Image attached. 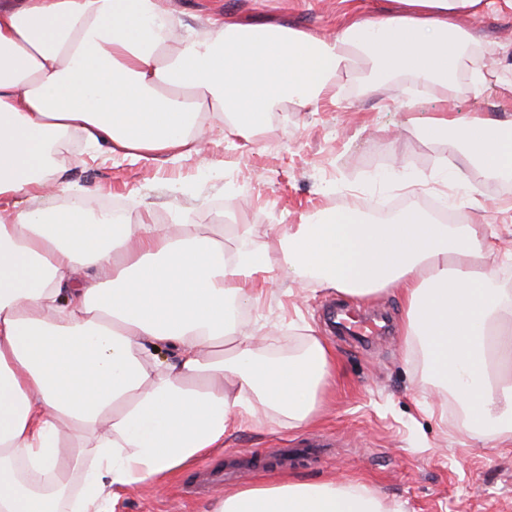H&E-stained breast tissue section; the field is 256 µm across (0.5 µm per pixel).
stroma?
I'll list each match as a JSON object with an SVG mask.
<instances>
[{
  "instance_id": "1",
  "label": "stroma",
  "mask_w": 512,
  "mask_h": 512,
  "mask_svg": "<svg viewBox=\"0 0 512 512\" xmlns=\"http://www.w3.org/2000/svg\"><path fill=\"white\" fill-rule=\"evenodd\" d=\"M166 6L187 32L205 33L210 18L221 16L329 35L339 33L351 13L382 14L390 0H166ZM463 23L474 36V52L458 71L459 91L444 104L511 119L512 8L503 0H481ZM484 64L493 78L477 94L469 86L470 69ZM410 82L404 73L369 92L362 73L350 69L338 78L335 104L308 112L284 105L252 141L228 131L212 137L204 156L175 165L77 162L69 154L59 162L73 187L90 192L92 208L111 201L135 216L146 207L154 223L196 224L206 236L215 224L244 226L254 246L274 255L273 225L296 224L307 214L353 207L368 220L407 206L430 217L438 213L430 196L401 193L403 182L422 183L448 154L447 143L415 130L443 103L423 87L402 95L401 86ZM441 192L461 223L478 225L493 242L499 280L512 289V176L489 179L473 169L463 186ZM291 284L278 276L244 318L263 327L269 348L279 353L295 349L303 328L313 327L338 361L330 399L314 425L242 428L225 438L222 451L204 456V463L222 466L231 454L265 457L284 444L326 434L336 438L335 447L324 458L297 460L292 475L309 482L335 475L360 481L387 512H512V443L470 438L455 400L436 398L420 354L405 346L398 294L360 300L309 289L299 299L291 295ZM335 305L361 317L386 315L390 331L371 346H357L331 326L327 312ZM194 474L184 470L161 492L124 493L114 512H205L214 494H193Z\"/></svg>"
}]
</instances>
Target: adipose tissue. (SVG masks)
I'll use <instances>...</instances> for the list:
<instances>
[{"mask_svg":"<svg viewBox=\"0 0 512 512\" xmlns=\"http://www.w3.org/2000/svg\"><path fill=\"white\" fill-rule=\"evenodd\" d=\"M165 0H16L0 7V512H101L161 487L233 430L310 426L336 377L313 332L293 351L255 346L236 313L275 272L351 296L393 291L405 340L476 438L512 440V289L471 224L409 209L368 224L352 208L280 224L277 258L249 230L228 250L193 224L114 223L76 204L27 208L73 140L109 159L200 155L209 125L252 137L283 102L335 103L365 62L367 89L401 73L450 92L479 0H398L335 36L214 19L178 32ZM418 133L446 141L442 169L512 174V121L440 108ZM209 512H381L360 482L260 479Z\"/></svg>","mask_w":512,"mask_h":512,"instance_id":"adipose-tissue-1","label":"adipose tissue"}]
</instances>
